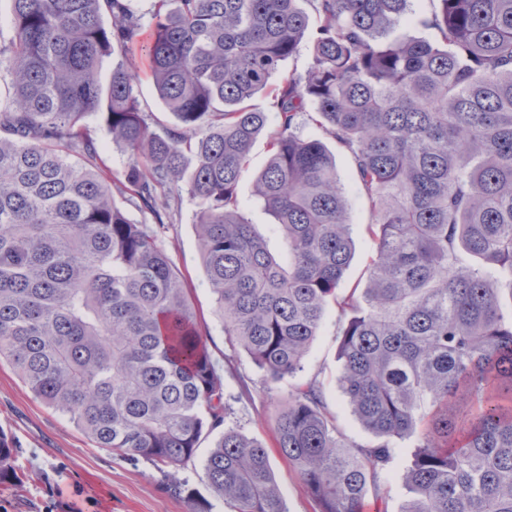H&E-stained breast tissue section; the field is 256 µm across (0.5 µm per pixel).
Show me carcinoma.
I'll use <instances>...</instances> for the list:
<instances>
[{
	"label": "carcinoma",
	"instance_id": "carcinoma-1",
	"mask_svg": "<svg viewBox=\"0 0 512 512\" xmlns=\"http://www.w3.org/2000/svg\"><path fill=\"white\" fill-rule=\"evenodd\" d=\"M0 37V359L97 447L202 467L231 512H288L266 447L232 414L183 279L162 244L182 192L224 335L278 382L303 370L334 301L351 317L338 386L382 439L363 446L315 381L289 394L275 445L319 512H362L399 476L403 512H512V0H9ZM112 16V26L103 15ZM145 51L174 122L145 112L130 62ZM312 61L282 72L304 39ZM112 59L108 84L99 70ZM263 94L268 110L252 104ZM274 125L268 127V113ZM312 112L350 156L377 239L364 287L337 293L354 241L336 155L298 133ZM128 158L108 181L84 119ZM276 218L274 255L239 209ZM149 215L130 220L116 202ZM0 432V483L19 481ZM268 155L267 135L263 133L257 138L251 150L247 170L239 183L238 198L240 208L250 224H254L256 231L269 240L273 250L280 251L283 249V244L274 224V218L263 202L252 194L253 181L266 165Z\"/></svg>",
	"mask_w": 512,
	"mask_h": 512
}]
</instances>
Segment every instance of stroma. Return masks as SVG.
<instances>
[{"label":"stroma","mask_w":512,"mask_h":512,"mask_svg":"<svg viewBox=\"0 0 512 512\" xmlns=\"http://www.w3.org/2000/svg\"><path fill=\"white\" fill-rule=\"evenodd\" d=\"M337 171L351 203V235L356 253L346 269L340 291L363 286L375 242L367 232L370 213L352 176L349 155L336 149ZM266 136H259L250 153L239 187L240 208L273 250H282L277 227L263 202L252 194L255 177L268 160ZM197 203L182 196L174 221L163 237L167 252L184 279L211 359L234 397L230 425L257 438L268 450L280 492L289 512H318L294 468L274 442V429L288 393L310 380L320 383L325 402L339 427L354 441L377 444L346 409L337 385L341 362L339 335L348 317L337 304L326 308L323 324L296 377L270 382L250 356L230 345L215 309L213 294L202 266L192 224ZM0 432L16 450L14 465L21 483H0V512H228L210 487L200 462L175 469L138 457L125 458L96 447L67 416L35 399L8 360H0ZM185 486L184 495L170 492V479Z\"/></svg>","instance_id":"1"}]
</instances>
